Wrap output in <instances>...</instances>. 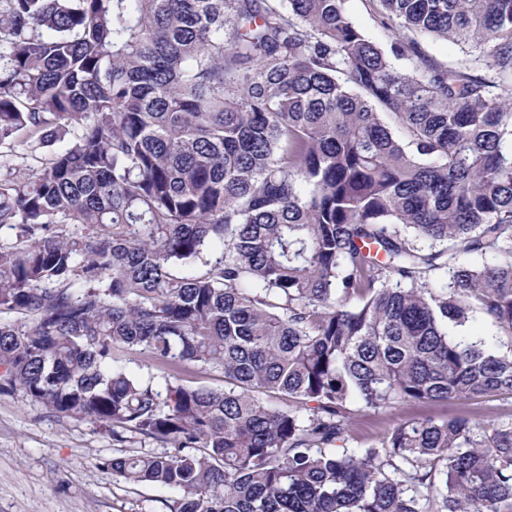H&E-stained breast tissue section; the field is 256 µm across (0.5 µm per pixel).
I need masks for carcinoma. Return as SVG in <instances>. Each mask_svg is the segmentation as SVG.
Returning a JSON list of instances; mask_svg holds the SVG:
<instances>
[{
    "instance_id": "1",
    "label": "carcinoma",
    "mask_w": 512,
    "mask_h": 512,
    "mask_svg": "<svg viewBox=\"0 0 512 512\" xmlns=\"http://www.w3.org/2000/svg\"><path fill=\"white\" fill-rule=\"evenodd\" d=\"M378 2L388 53L342 0H0V393L163 444L99 465L169 512H512V426L347 446L512 395V0ZM418 40L425 52L441 64H456L464 58L460 47L451 41L434 37H422ZM399 413L407 417L428 416L437 421L446 420L460 413H468L475 418L492 417L500 424L510 425L512 423V395L494 396L448 406H408ZM353 409V440L348 442L351 448L367 447L375 444L377 434L390 422V415L374 411H357L356 405Z\"/></svg>"
}]
</instances>
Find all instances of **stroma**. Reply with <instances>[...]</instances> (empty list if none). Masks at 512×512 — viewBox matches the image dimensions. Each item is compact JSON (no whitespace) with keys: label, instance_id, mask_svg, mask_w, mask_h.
<instances>
[{"label":"stroma","instance_id":"obj_1","mask_svg":"<svg viewBox=\"0 0 512 512\" xmlns=\"http://www.w3.org/2000/svg\"><path fill=\"white\" fill-rule=\"evenodd\" d=\"M345 13L382 49L396 34L377 0H344ZM404 416L445 420L460 413L512 423V395L454 405L408 406ZM162 452L161 443L129 434L125 442L87 421L63 418L22 391L0 393V512H168L177 492L131 486L100 460L128 451Z\"/></svg>","mask_w":512,"mask_h":512}]
</instances>
